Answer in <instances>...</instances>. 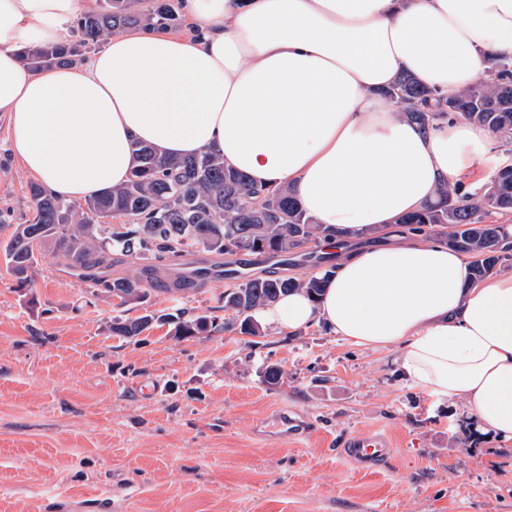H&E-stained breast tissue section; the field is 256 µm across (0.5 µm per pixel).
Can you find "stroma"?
<instances>
[{
	"instance_id": "stroma-1",
	"label": "stroma",
	"mask_w": 512,
	"mask_h": 512,
	"mask_svg": "<svg viewBox=\"0 0 512 512\" xmlns=\"http://www.w3.org/2000/svg\"><path fill=\"white\" fill-rule=\"evenodd\" d=\"M30 177L0 116V212L32 214ZM159 270L147 304L102 300L43 255L27 293L0 274V512H512V441L478 435L465 404L410 389L397 352L353 347L313 325L134 339L113 317L191 309L232 320L215 277L179 293ZM283 371L267 385L266 366ZM157 393H150V386ZM292 409L314 432L277 440ZM379 429L385 467L341 458L340 437Z\"/></svg>"
}]
</instances>
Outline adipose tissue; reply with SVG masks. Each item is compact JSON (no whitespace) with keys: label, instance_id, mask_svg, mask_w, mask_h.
Instances as JSON below:
<instances>
[{"label":"adipose tissue","instance_id":"obj_1","mask_svg":"<svg viewBox=\"0 0 512 512\" xmlns=\"http://www.w3.org/2000/svg\"><path fill=\"white\" fill-rule=\"evenodd\" d=\"M94 7L0 0V115L25 172L83 200L122 185L142 141L292 189L343 252L319 301L283 296L255 321L397 349L411 387L463 399L482 430L512 440V272L472 280L445 241L393 229L496 163L494 135L451 113L420 126L384 95L403 72L459 92L487 57L512 58V0H185L192 33L116 34L73 67L21 58ZM372 228L383 242L360 247Z\"/></svg>","mask_w":512,"mask_h":512}]
</instances>
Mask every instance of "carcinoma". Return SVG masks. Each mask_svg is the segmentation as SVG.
I'll return each instance as SVG.
<instances>
[{"mask_svg": "<svg viewBox=\"0 0 512 512\" xmlns=\"http://www.w3.org/2000/svg\"><path fill=\"white\" fill-rule=\"evenodd\" d=\"M137 2L101 0L98 10L75 20L77 40L31 46L23 50V57L35 69L72 65L115 32L167 30L181 24L179 0H153L145 11L137 8ZM487 73V79L446 97L403 73L388 96L400 112L421 126L439 114L452 112L512 140V60H490ZM133 158V170L125 184L83 206L40 185L29 186L33 215L14 225L10 237L0 245L5 272L18 290L31 282L42 250L75 272L93 289L94 296L116 297L123 304L141 303L150 295L154 272L161 267L175 271L176 290L200 275L195 268L180 267L179 261L201 246L218 255H251L276 265L274 270L241 276L233 261L224 263L229 287L219 301L222 308L240 317L242 335H261L251 312L279 296L292 291L320 295L324 279L297 277L288 274V269L310 261L303 249L330 236V230L306 216L291 191L258 187L245 173L224 166L215 154L166 157L152 146L136 142ZM442 197L440 205L402 216L396 224L420 233L439 230L449 247L473 257L471 275L476 281L497 273L512 251V239L504 225L484 224L482 216L492 210L512 211V168L500 170L478 197L461 194L454 186L444 189ZM113 215L128 218L130 228L116 231L110 224L91 223L95 217ZM116 254L151 256L156 264L143 268L136 277H113ZM163 321L173 325L171 335L177 339L230 328L226 322L194 317L182 309L175 316L116 317L110 330L115 336L133 339Z\"/></svg>", "mask_w": 512, "mask_h": 512, "instance_id": "carcinoma-1", "label": "carcinoma"}]
</instances>
